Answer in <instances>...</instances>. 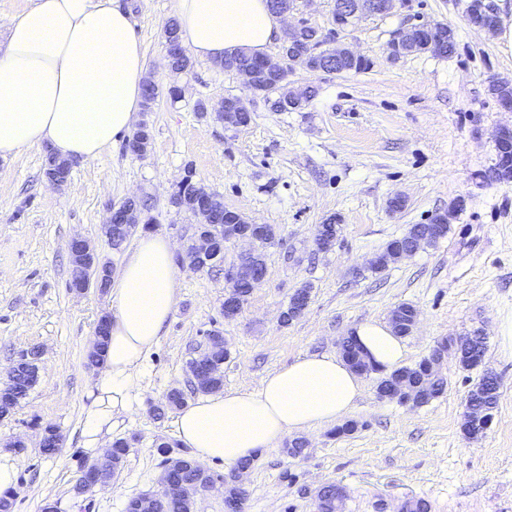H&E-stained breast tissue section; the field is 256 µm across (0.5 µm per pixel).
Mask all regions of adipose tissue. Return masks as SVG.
<instances>
[{
  "mask_svg": "<svg viewBox=\"0 0 512 512\" xmlns=\"http://www.w3.org/2000/svg\"><path fill=\"white\" fill-rule=\"evenodd\" d=\"M176 19L183 45L201 60L264 53L280 34L268 0H176ZM0 29V158L45 144L64 158L90 161L133 129L146 60L130 8L118 0H35L20 15L0 18ZM175 250L168 236L144 234L111 282L109 342L91 379L85 422L89 447L140 392L144 362L182 282ZM353 338L379 371L405 358L388 325H360ZM361 392L360 378L336 356H304L257 389H228L183 406L175 436L197 461L235 466L290 432L348 416Z\"/></svg>",
  "mask_w": 512,
  "mask_h": 512,
  "instance_id": "adipose-tissue-1",
  "label": "adipose tissue"
}]
</instances>
